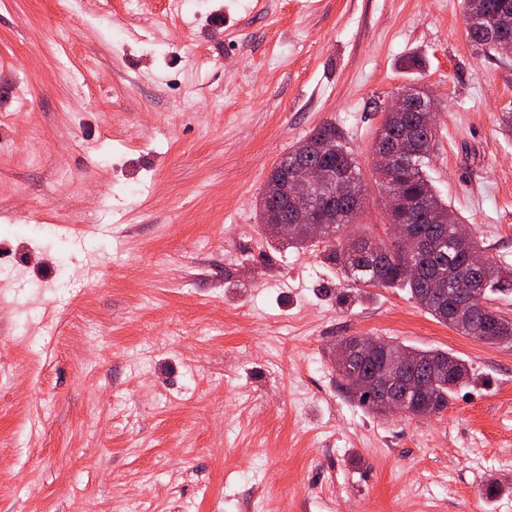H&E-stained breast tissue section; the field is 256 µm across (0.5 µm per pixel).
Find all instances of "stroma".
<instances>
[{
  "label": "stroma",
  "instance_id": "obj_1",
  "mask_svg": "<svg viewBox=\"0 0 512 512\" xmlns=\"http://www.w3.org/2000/svg\"><path fill=\"white\" fill-rule=\"evenodd\" d=\"M463 0H0V512H512V345L267 236L274 164L324 124L363 173L430 91L428 174L512 264V54ZM473 373L443 413L367 411L332 348ZM502 487L487 496L490 481Z\"/></svg>",
  "mask_w": 512,
  "mask_h": 512
}]
</instances>
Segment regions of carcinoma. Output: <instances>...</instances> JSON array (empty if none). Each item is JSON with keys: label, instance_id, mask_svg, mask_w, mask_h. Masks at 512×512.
Here are the masks:
<instances>
[{"label": "carcinoma", "instance_id": "carcinoma-1", "mask_svg": "<svg viewBox=\"0 0 512 512\" xmlns=\"http://www.w3.org/2000/svg\"><path fill=\"white\" fill-rule=\"evenodd\" d=\"M476 13L484 17V24H497L492 35L466 25L468 38L481 42V47L492 51L512 48V0H466L465 18ZM325 136L336 140V156L327 158L317 149ZM378 146L391 154L389 164L376 169L384 193L396 186L401 202H387L388 223L405 224L412 239L410 247L390 248L380 238L353 237L347 228L356 223L364 203L361 168L332 126L317 128L305 140V160L316 169H323L336 189L352 184L346 193L334 196L309 189L298 197L288 193L287 174L293 158L286 156L273 167L259 203V219L265 232L282 239L295 248L322 247L324 259L336 266L352 287L405 288L411 299L428 311L437 321L465 336L484 344L492 338L512 336V320L499 314L493 307L492 294L512 289V269L484 260L479 277V294L484 305L455 317L448 306V296H438L432 289L455 288L467 285L470 262L482 252L478 241L469 236L453 237L454 226L460 223L457 214L437 194L427 178L426 167L435 146V126L427 123L421 112H385L379 125ZM288 205V214L304 219L310 210L318 208L328 213L332 223L318 240L308 237L305 229L294 234L285 233L277 224L269 222L268 206ZM396 349L406 348L413 373L425 379L428 399L415 407L414 416L437 415L448 408L457 390L467 385L473 374L463 360L439 349H418L393 342ZM346 393L359 405L377 412L379 396L376 392L354 390L343 383Z\"/></svg>", "mask_w": 512, "mask_h": 512}]
</instances>
